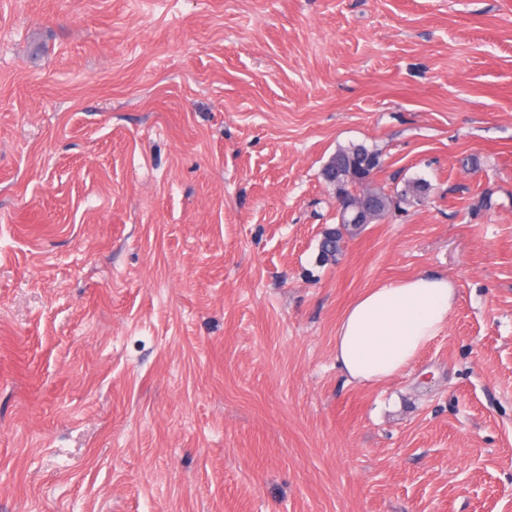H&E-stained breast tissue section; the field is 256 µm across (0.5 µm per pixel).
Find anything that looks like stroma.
Listing matches in <instances>:
<instances>
[{
    "label": "stroma",
    "mask_w": 512,
    "mask_h": 512,
    "mask_svg": "<svg viewBox=\"0 0 512 512\" xmlns=\"http://www.w3.org/2000/svg\"><path fill=\"white\" fill-rule=\"evenodd\" d=\"M350 143L433 190L325 263ZM0 512H512V0H0ZM455 294L448 277L419 274L360 295L336 328V364L347 382L378 385L410 367L448 325Z\"/></svg>",
    "instance_id": "35a3bbf8"
}]
</instances>
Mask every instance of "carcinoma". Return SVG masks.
I'll list each match as a JSON object with an SVG mask.
<instances>
[{
	"label": "carcinoma",
	"instance_id": "obj_1",
	"mask_svg": "<svg viewBox=\"0 0 512 512\" xmlns=\"http://www.w3.org/2000/svg\"><path fill=\"white\" fill-rule=\"evenodd\" d=\"M383 167V154L379 149L353 143L336 150L325 164L322 176L327 183L343 189L348 197L357 191L367 192L379 219L386 218L403 203H413L415 196L429 197L432 186L422 178L407 182L405 189L394 194L375 185L374 177ZM342 239L340 230L326 228L320 246V259L325 262L336 258L341 250Z\"/></svg>",
	"mask_w": 512,
	"mask_h": 512
}]
</instances>
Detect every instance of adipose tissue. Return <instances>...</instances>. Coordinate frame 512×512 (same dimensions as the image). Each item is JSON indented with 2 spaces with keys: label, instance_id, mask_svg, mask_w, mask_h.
Masks as SVG:
<instances>
[{
  "label": "adipose tissue",
  "instance_id": "adipose-tissue-1",
  "mask_svg": "<svg viewBox=\"0 0 512 512\" xmlns=\"http://www.w3.org/2000/svg\"><path fill=\"white\" fill-rule=\"evenodd\" d=\"M455 294L448 278L419 274L360 295L336 328V363L348 382L378 385L410 367L447 326Z\"/></svg>",
  "mask_w": 512,
  "mask_h": 512
}]
</instances>
